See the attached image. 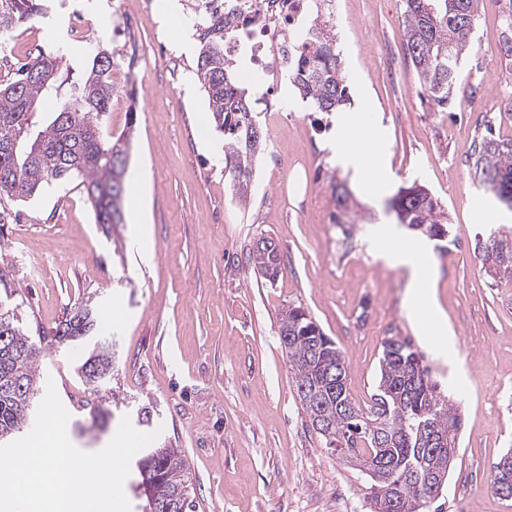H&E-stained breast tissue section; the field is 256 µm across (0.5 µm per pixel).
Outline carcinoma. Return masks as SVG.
Listing matches in <instances>:
<instances>
[{"label": "carcinoma", "instance_id": "obj_1", "mask_svg": "<svg viewBox=\"0 0 512 512\" xmlns=\"http://www.w3.org/2000/svg\"><path fill=\"white\" fill-rule=\"evenodd\" d=\"M46 0H0V48L44 14ZM402 24L406 50L421 93L433 106L446 109L457 97L463 57L472 45L480 0H403ZM501 55L512 61V0L503 19ZM315 58L292 77L301 98L317 112H333L350 103L342 51L334 26L318 31ZM196 75L208 100L214 130L224 137V169L232 195L240 202L251 194V178L263 141L251 105L252 91L240 84L237 62L224 57V18L206 26ZM116 53L98 51L79 67L59 47L20 64L13 76L0 81V198L29 199L51 181L81 178L95 221L106 228L125 223V181L132 149L134 123L112 133V100L122 88ZM57 108L45 117L44 102ZM475 170H489L482 183L499 203L512 195V139L492 131L475 142ZM336 212L332 223L347 233L359 204L344 183L334 186ZM398 223L430 238L448 236L441 207L432 193L416 183L398 188L389 200ZM474 253L491 283H512V226L500 224L475 235ZM258 272L277 277L280 254L268 238H260L249 253ZM98 331L92 305L74 308L55 328L62 343L85 342ZM0 444L9 443L28 420L38 391V348L15 321L0 314ZM279 339L291 370L296 395L315 433L332 451L360 473H368L371 512H432L426 491L407 481L409 469L430 486L448 480L458 450L462 417L438 391L423 353L412 340H384L378 393L363 408L346 388L343 350L299 306H290L279 323ZM112 369V352L97 342L78 367L86 385L96 388ZM138 472H149L146 502L158 512H194L189 493L190 472L182 451L163 445L145 448L136 461ZM512 489V459L503 455L493 465L490 488L495 494Z\"/></svg>", "mask_w": 512, "mask_h": 512}]
</instances>
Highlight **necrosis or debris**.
Segmentation results:
<instances>
[{
	"instance_id": "necrosis-or-debris-1",
	"label": "necrosis or debris",
	"mask_w": 512,
	"mask_h": 512,
	"mask_svg": "<svg viewBox=\"0 0 512 512\" xmlns=\"http://www.w3.org/2000/svg\"><path fill=\"white\" fill-rule=\"evenodd\" d=\"M195 12L223 16L225 58H246L247 68L270 81L257 99L259 111L285 107L277 93L316 47L307 30L336 19V0H191Z\"/></svg>"
}]
</instances>
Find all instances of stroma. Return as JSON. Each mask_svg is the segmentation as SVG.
Wrapping results in <instances>:
<instances>
[{
	"mask_svg": "<svg viewBox=\"0 0 512 512\" xmlns=\"http://www.w3.org/2000/svg\"><path fill=\"white\" fill-rule=\"evenodd\" d=\"M113 0H56L24 27L10 57L26 59L68 44L74 60L101 46L150 54L133 86L136 116L112 115L113 132L134 129L125 224H96L79 180L51 182L27 201L0 200V314L15 312L39 347L41 381H53L70 414L76 448L95 452L123 416L154 409L157 442L181 449L191 469L195 512H370L367 482L309 428L279 338V316L302 307L344 351L347 390L360 406L377 392L382 342L408 336L441 389L463 414L459 451L436 504L440 512H512L489 488L495 462L512 448V285L480 272L474 236L485 224H512L479 187L470 155L486 125L512 138V87L498 67L505 0H482L459 92H476L470 112H441L419 92L405 53L402 0H337L336 29L350 106L306 110L283 83L290 109L261 116L287 170L258 161L247 203L233 197L211 152L207 98L196 78L201 45L183 46L193 17L159 13L114 40ZM83 12L84 33L69 14ZM366 113L379 160L378 186H361L333 151ZM424 184L448 217L458 248L442 254L397 224L387 201ZM346 183L362 206L357 259H348L332 222L333 186ZM150 229V262L130 247V224ZM277 245L281 270L264 280L248 262L259 238ZM419 243L434 252L437 296L450 336L410 320V272L386 251ZM100 309L99 341L112 347L109 382L91 389L77 374L89 350L59 343L55 328L86 299ZM110 412L99 419L97 408Z\"/></svg>",
	"mask_w": 512,
	"mask_h": 512,
	"instance_id": "obj_1",
	"label": "stroma"
}]
</instances>
